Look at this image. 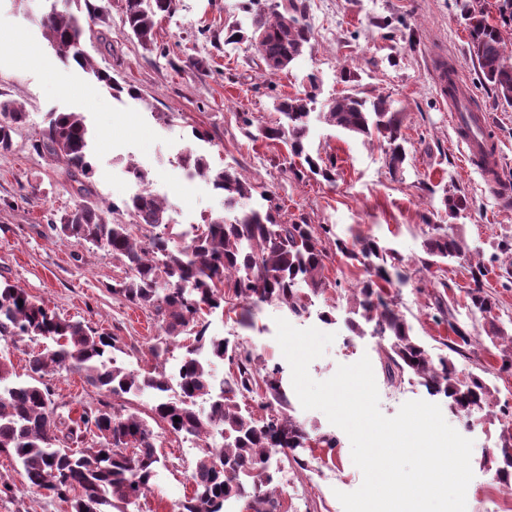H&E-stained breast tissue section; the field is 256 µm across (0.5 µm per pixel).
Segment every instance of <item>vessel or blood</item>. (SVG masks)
<instances>
[{"instance_id": "vessel-or-blood-1", "label": "vessel or blood", "mask_w": 512, "mask_h": 512, "mask_svg": "<svg viewBox=\"0 0 512 512\" xmlns=\"http://www.w3.org/2000/svg\"><path fill=\"white\" fill-rule=\"evenodd\" d=\"M448 109L453 127L460 141L467 146L466 161L480 169L486 183L502 199L512 198V189L504 183L501 166L495 165L497 146L492 140L484 113L464 111L463 84L456 67H448Z\"/></svg>"}]
</instances>
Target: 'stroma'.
Returning a JSON list of instances; mask_svg holds the SVG:
<instances>
[{"label":"stroma","mask_w":512,"mask_h":512,"mask_svg":"<svg viewBox=\"0 0 512 512\" xmlns=\"http://www.w3.org/2000/svg\"><path fill=\"white\" fill-rule=\"evenodd\" d=\"M311 24L325 22L327 32L314 33L311 50L291 70L274 76L259 74L248 44L225 48L224 28L243 19L242 0H178L175 14L159 18L156 52L144 50L122 26L124 0H99L107 19L108 44L86 36L84 48L96 67L136 88L139 99L114 96L92 75L60 61L41 36L39 19L49 6L70 9L69 0H0V96L23 102L26 125L13 136V149L0 154V284L22 288L61 317L78 320L96 333L115 337L114 356L122 367L147 371L154 362L149 339L160 329L149 311L116 299L112 282L123 266L107 249L79 245L57 236L50 226L79 201L77 185L60 163L34 153L31 144L52 111L84 113L93 132L95 202L116 203L111 222L130 223L121 208L132 193L127 161L148 173V185L169 204L174 231L223 210V200L204 180L188 177L177 162L188 148L205 151L213 166L231 163L267 191L281 207L283 220L332 224L339 236L372 235L393 248L410 275L400 287L397 307L412 332L432 355L447 352L456 336L442 313L450 308L457 323L470 326L466 292L471 286L467 262L450 260L428 265L423 242L430 225L448 223L439 199L448 185L460 187L471 200L459 219L470 259L483 261L486 290L501 321L512 320V205L503 206L481 172L464 165L463 149L448 121V101L440 91L442 58L455 59L471 99L486 113L495 136L505 177L512 179V107L499 104L479 83L467 52L468 32L455 0H308ZM189 57H204L208 70L183 68ZM355 80L343 81V69ZM322 81L319 101L347 93L371 99L390 96L403 113L402 134L409 151L403 175L392 176L386 148L379 142L316 122L307 146L313 155L332 156V180L319 176L293 178V164L284 144L252 140L241 128V115L254 125L276 121L274 97L294 94L307 73ZM209 133L197 140L195 131ZM324 274L329 285L309 296L302 316H289L277 304L234 308L206 315L209 332L232 345L251 350L256 377L274 378L289 399L288 412L309 434L305 447L277 454L271 460L276 476H289L281 486L280 512H343L336 491L352 492L362 483L353 464L350 441L324 413L303 409L291 382V369L275 339V320L289 318L298 328L315 327L336 338L315 359L311 376L332 377L338 366L369 357L385 416H395L403 403L433 399L412 372L388 381L381 364L380 337L352 335L346 325L348 294L365 275L364 267L328 247ZM459 375L485 377L498 407L512 411V374L504 373L496 349L486 336H473L470 347L452 356ZM57 404L75 409L97 405L101 395L77 374L51 376ZM453 428L474 442L473 478L467 488V512H512V495L492 479V452L500 445L498 425L477 419ZM164 456L152 490L129 512H168L170 504L191 495L190 475L197 451L178 445L163 425H155ZM333 437L337 448L319 442ZM0 512H70L67 503L29 489L16 463L0 455Z\"/></svg>","instance_id":"stroma-1"}]
</instances>
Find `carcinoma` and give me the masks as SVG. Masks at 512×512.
<instances>
[{"mask_svg":"<svg viewBox=\"0 0 512 512\" xmlns=\"http://www.w3.org/2000/svg\"><path fill=\"white\" fill-rule=\"evenodd\" d=\"M86 16V24L70 13L49 12L42 17L44 39L58 57L92 72L117 94L139 97L112 75L91 63L79 48L88 31L104 20L94 0H72ZM468 31V53L480 82L502 103L512 106V0H456ZM175 11V0H124L126 32L146 50L155 45L158 18ZM247 25L239 22L224 34V45L249 41L269 75L292 69L311 47L312 28L305 0H245ZM309 88L278 97L273 107L279 121L249 133L253 140L282 141L301 167L291 168L296 178L310 173L332 180L334 160L321 164L307 150V135L317 120L346 132L376 139L387 146L388 168L405 170L407 151L401 133L402 112L386 95L373 99L345 94L316 109L317 77L307 75ZM9 112L0 113V153L11 151L13 134L29 113L11 99ZM39 155H50L64 166L79 191L92 192L93 164L88 153V129L80 112H56L32 143ZM180 165L190 175L212 185L224 201V215L207 219L191 231H172L167 203L148 189L123 201L131 224H110L104 210L92 202H79L50 226L58 235L80 245L103 246L124 265V276L112 284V295L147 309L157 320L160 334L148 342L156 361L166 357L183 335L192 343L180 362L179 392L170 394V378L156 367L148 372L127 371L115 365V339L97 334L80 321L64 319L26 292L9 283L0 285V339L25 336L47 340L44 348L27 360L26 379L13 378L6 359L0 357V454L21 468L29 487L47 491L69 503L71 512H127V507L151 491L160 455L152 424L170 433L202 441L191 473L193 494L179 502V512H224L228 501H243L251 512H280L273 485L268 451L302 448L308 435L290 415L255 419L243 413L237 398L254 392L257 380L251 354L228 342L206 335L203 309H224V289L251 306L275 303L299 316L306 310L308 294L326 288V248L360 262L366 277L351 290V313L373 325V334L388 340L384 371L393 381L409 370L419 376L430 393L448 400V411L470 419L489 413L494 393L475 374L461 378L446 356L432 357L411 335L404 316L384 296V285H403L408 275L393 249L378 238L336 234L332 224H288L280 208L265 191L232 166L215 168L204 154L187 150ZM441 205L456 218L470 208L457 186L443 190ZM423 247L431 260L466 257V245L452 226L429 225ZM474 287L467 297L471 317L484 320L482 330L498 349L501 368L512 367V330L493 314L495 301L478 287L484 277L481 262L468 263ZM236 363L237 376L217 389L213 385L214 361ZM80 374L106 399L98 405L58 411L46 381L51 374ZM149 394L153 405L147 415L134 407L117 408L111 401ZM180 421H174V418ZM499 484L512 492V455H503L496 467Z\"/></svg>","mask_w":512,"mask_h":512,"instance_id":"1","label":"carcinoma"}]
</instances>
